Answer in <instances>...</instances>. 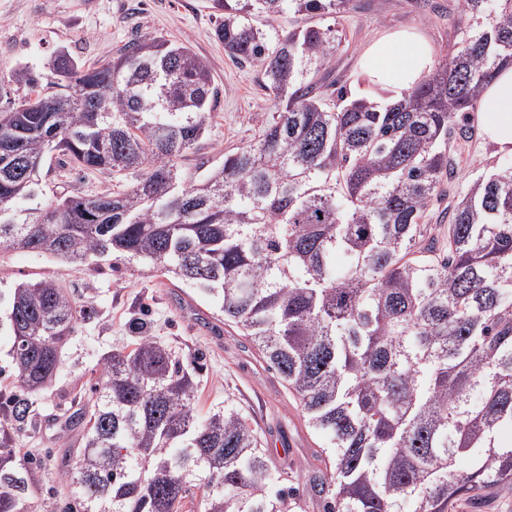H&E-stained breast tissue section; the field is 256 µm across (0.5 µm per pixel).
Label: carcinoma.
Wrapping results in <instances>:
<instances>
[{"label": "carcinoma", "instance_id": "carcinoma-1", "mask_svg": "<svg viewBox=\"0 0 512 512\" xmlns=\"http://www.w3.org/2000/svg\"><path fill=\"white\" fill-rule=\"evenodd\" d=\"M351 0H213L224 53L264 72L277 108L258 140L186 183L217 92L185 45L144 36L103 62L69 58L54 81L19 67L39 107L0 103V251L73 264L135 263L213 299L300 402L325 470L323 512H454L487 488L512 493V167L453 208L448 252L427 243V211L448 174V135L512 63V0H461L475 24L450 60L385 108L320 76L338 31L272 38L286 12L344 13ZM53 152L80 170L139 173L93 198L43 199ZM93 302L55 279L0 290L11 376L36 393ZM92 387L66 500L31 501L34 462L0 425V512H293L300 499L235 407L199 417L197 367L136 327Z\"/></svg>", "mask_w": 512, "mask_h": 512}]
</instances>
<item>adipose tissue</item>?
<instances>
[{
	"instance_id": "adipose-tissue-1",
	"label": "adipose tissue",
	"mask_w": 512,
	"mask_h": 512,
	"mask_svg": "<svg viewBox=\"0 0 512 512\" xmlns=\"http://www.w3.org/2000/svg\"><path fill=\"white\" fill-rule=\"evenodd\" d=\"M434 61L423 37L398 31L374 37L368 43L361 68L373 85L400 98L428 75ZM476 122L484 137L500 152L512 155V66L500 68L482 94Z\"/></svg>"
}]
</instances>
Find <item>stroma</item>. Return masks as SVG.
I'll return each mask as SVG.
<instances>
[{"label": "stroma", "mask_w": 512, "mask_h": 512, "mask_svg": "<svg viewBox=\"0 0 512 512\" xmlns=\"http://www.w3.org/2000/svg\"><path fill=\"white\" fill-rule=\"evenodd\" d=\"M221 18L211 0H0V70L25 66L42 81L58 51L79 63L111 59L129 42L144 35L160 36L191 48L210 66L219 98L205 137L181 162L186 181L224 162V155L254 142L274 110L260 68L238 64L224 53L214 30ZM471 24L460 0H352L334 25L342 36L328 82L343 86L349 97L374 95L361 76V55L377 34L419 31L435 63L449 58ZM460 129L448 139L452 169L441 185L426 218L436 227L435 246L448 240V216L473 182L512 165V155L498 153L467 112ZM47 198L93 196L119 192L135 176L80 171L55 153L40 170ZM54 278L76 301L93 298L95 313L77 325L61 351L53 385L29 395L30 418L13 425L18 456L40 460L32 471L36 498L63 497L61 466L81 445L83 425L68 417L91 395L104 358L130 344L133 326L147 320L153 336L183 361L200 358L199 415L232 404L256 430L263 448L271 450L277 467L287 473L288 487L304 503L303 512H323L322 503L306 486L308 473L323 469L320 441L306 425L296 398L277 372L260 358L252 341L226 325L215 301L159 272L131 267L112 273L108 267L73 266L22 250L0 252V289L22 282Z\"/></svg>", "instance_id": "obj_1"}]
</instances>
